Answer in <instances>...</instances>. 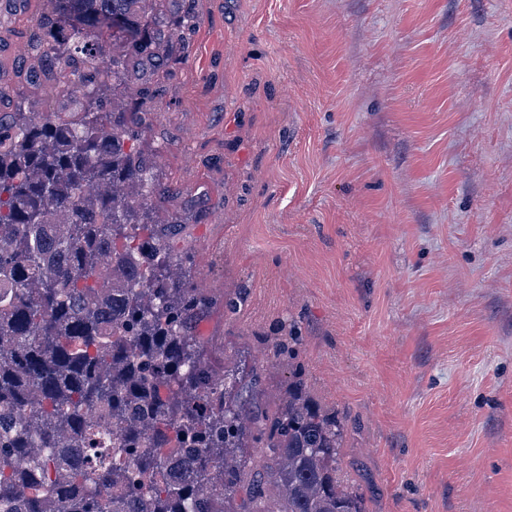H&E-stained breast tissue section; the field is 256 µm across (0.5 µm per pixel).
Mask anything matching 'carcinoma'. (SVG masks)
Wrapping results in <instances>:
<instances>
[{"mask_svg": "<svg viewBox=\"0 0 512 512\" xmlns=\"http://www.w3.org/2000/svg\"><path fill=\"white\" fill-rule=\"evenodd\" d=\"M164 7L43 0L32 54L72 78L53 111L0 113V512H366L297 331L271 344L292 361L271 412L255 367L219 379L190 336L208 299L150 220L138 109L100 94L153 80Z\"/></svg>", "mask_w": 512, "mask_h": 512, "instance_id": "cac0c4a2", "label": "carcinoma"}]
</instances>
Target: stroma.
I'll return each instance as SVG.
<instances>
[{
    "label": "stroma",
    "instance_id": "1",
    "mask_svg": "<svg viewBox=\"0 0 512 512\" xmlns=\"http://www.w3.org/2000/svg\"><path fill=\"white\" fill-rule=\"evenodd\" d=\"M0 15V110L39 33ZM149 88L150 218L209 299L216 373L297 329L367 512H512V0H174ZM236 312L224 310L233 297Z\"/></svg>",
    "mask_w": 512,
    "mask_h": 512
}]
</instances>
